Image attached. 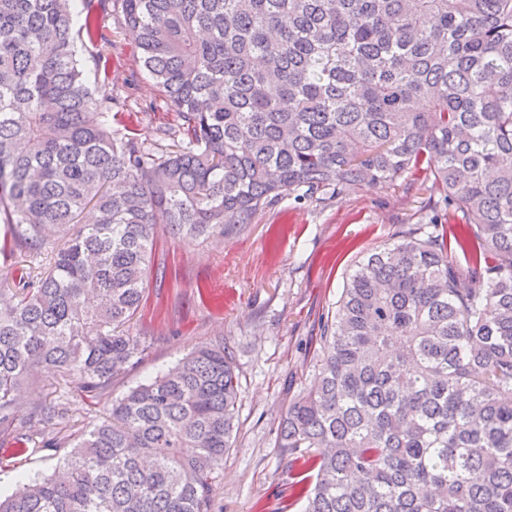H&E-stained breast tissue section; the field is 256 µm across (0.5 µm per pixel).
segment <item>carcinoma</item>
Listing matches in <instances>:
<instances>
[{
	"label": "carcinoma",
	"mask_w": 512,
	"mask_h": 512,
	"mask_svg": "<svg viewBox=\"0 0 512 512\" xmlns=\"http://www.w3.org/2000/svg\"><path fill=\"white\" fill-rule=\"evenodd\" d=\"M109 4L172 151L112 130V56L94 90L76 58L112 46ZM420 171L461 231L419 224L349 271L280 423L304 512H512V0H0V251L51 254L0 288V435L66 418L40 398L18 418L35 369L105 390L142 360L158 225L240 234L287 195ZM238 394L224 343L202 346L0 512H211Z\"/></svg>",
	"instance_id": "1"
}]
</instances>
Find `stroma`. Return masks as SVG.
I'll list each match as a JSON object with an SVG mask.
<instances>
[{"mask_svg":"<svg viewBox=\"0 0 512 512\" xmlns=\"http://www.w3.org/2000/svg\"><path fill=\"white\" fill-rule=\"evenodd\" d=\"M104 25L113 33L109 80L125 98L112 127L158 143L160 127L173 115L138 63L133 35L116 32L112 18ZM439 198L424 176L390 187L357 184L327 200L284 199L247 231L221 240L161 236L144 304L131 322L146 347L141 362L103 391H84L78 377L52 370L27 379L19 416L28 415L37 397L62 399L68 415L60 425L33 424L19 455L12 437H0V492L52 473L80 435L106 417L113 399L193 349L220 341L239 378L238 429L217 478L213 512H301L289 502L288 454L278 446L281 416L311 379L323 322L347 273L418 221L436 215L455 226Z\"/></svg>","mask_w":512,"mask_h":512,"instance_id":"1","label":"stroma"}]
</instances>
